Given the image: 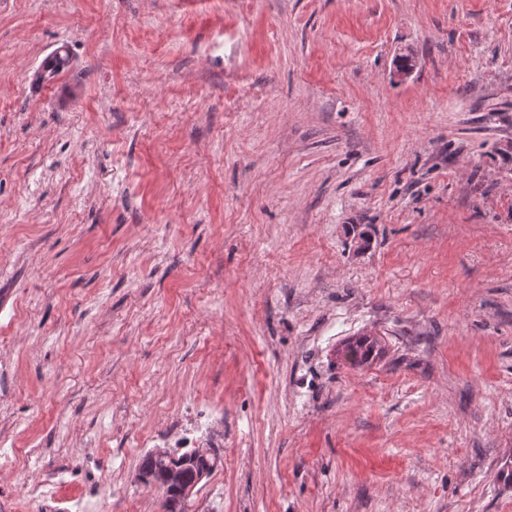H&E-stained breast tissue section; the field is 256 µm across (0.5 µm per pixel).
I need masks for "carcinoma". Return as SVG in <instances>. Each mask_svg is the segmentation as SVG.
Listing matches in <instances>:
<instances>
[{
    "label": "carcinoma",
    "mask_w": 512,
    "mask_h": 512,
    "mask_svg": "<svg viewBox=\"0 0 512 512\" xmlns=\"http://www.w3.org/2000/svg\"><path fill=\"white\" fill-rule=\"evenodd\" d=\"M68 62V56L60 53L46 61L45 79H53L65 69ZM377 346L376 339L359 337L344 344L343 358L352 367H362L373 360ZM219 461L220 457L213 448H194L179 455L165 448H156L142 458L140 468L161 483L165 512H186L188 497L183 494V485L202 470L213 472Z\"/></svg>",
    "instance_id": "cac0c4a2"
}]
</instances>
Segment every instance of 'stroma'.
Here are the masks:
<instances>
[{"label": "stroma", "instance_id": "35a3bbf8", "mask_svg": "<svg viewBox=\"0 0 512 512\" xmlns=\"http://www.w3.org/2000/svg\"><path fill=\"white\" fill-rule=\"evenodd\" d=\"M181 410L188 512H512V0H0V512ZM377 346L378 342L375 338L359 337L344 344L343 358L352 367H363L373 360Z\"/></svg>", "mask_w": 512, "mask_h": 512}]
</instances>
